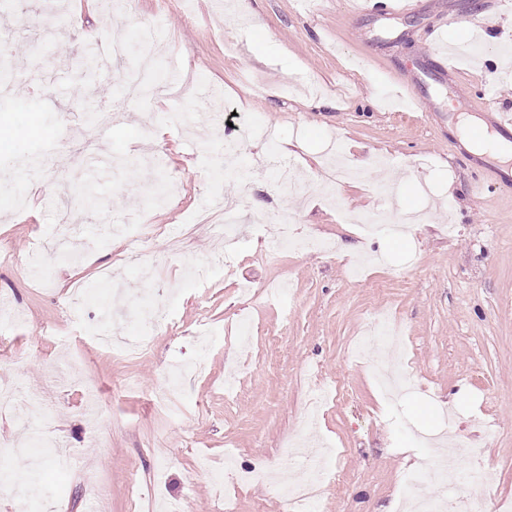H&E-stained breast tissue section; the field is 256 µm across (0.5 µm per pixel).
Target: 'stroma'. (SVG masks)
I'll return each mask as SVG.
<instances>
[{
	"mask_svg": "<svg viewBox=\"0 0 512 512\" xmlns=\"http://www.w3.org/2000/svg\"><path fill=\"white\" fill-rule=\"evenodd\" d=\"M253 21L211 13L206 0H134L104 15L79 0H8L0 34L11 36L16 80L0 94V299L22 321L0 341V378L15 388L26 427L0 413V441L13 456L0 462V512H142L138 496L189 512H285L265 485H241L239 471L288 466V443L325 442L319 467L344 473L324 482L316 512H392L407 477L432 460V439L447 432L478 444L497 477L491 494L512 502V184L496 163L466 154L456 131L463 112L485 122L512 113V68L488 82L483 66L512 56V10L501 0H417L392 16L369 0H250ZM488 15L496 43L478 40L471 61L452 46L464 27L449 16ZM37 26H30V18ZM152 22L168 44L161 70L178 81L181 107L168 99H126L118 79L139 67L138 32ZM445 28L451 72L428 47ZM121 55L92 75L74 61L102 55L113 41ZM38 47L43 67L32 69ZM464 86L467 99L451 85ZM432 110L414 112L409 92ZM84 112L111 107L122 119L99 137L81 173L55 185L30 180L19 158L48 148L57 117L73 98ZM224 111L213 125L211 109ZM269 128L272 141L244 140L246 120ZM160 142H152L154 131ZM237 143L234 176L217 180L225 142ZM290 142L286 160L307 179L306 198L279 188L265 164L272 146ZM177 176L167 206L154 205L156 184ZM242 197L231 268L219 267L223 239L211 224L190 227L180 251L169 231L215 196ZM93 185L96 204L84 202ZM394 204L417 216L405 234L364 232L350 215ZM24 209H17L18 193ZM239 195V194H238ZM298 213L297 236L335 244V253L270 248L273 218ZM149 224L140 266L124 261L113 226ZM69 236L80 262L45 252L44 279L27 276L36 245ZM366 264L352 283L348 263ZM87 293L78 320L62 308L74 281ZM167 323L153 327L151 310ZM399 328L406 347L403 391L388 399L369 354L386 341L377 315ZM106 322L117 334L145 337L132 359L101 348L89 331ZM55 335H44L45 327ZM268 336L276 345L265 344ZM180 382L169 402L155 400L165 375ZM343 383L347 397L304 420L315 393ZM46 441L73 455L69 470L43 453ZM223 472L212 484L198 460ZM140 493L132 495L131 476ZM105 492L91 499L86 478Z\"/></svg>",
	"mask_w": 512,
	"mask_h": 512,
	"instance_id": "35a3bbf8",
	"label": "stroma"
}]
</instances>
